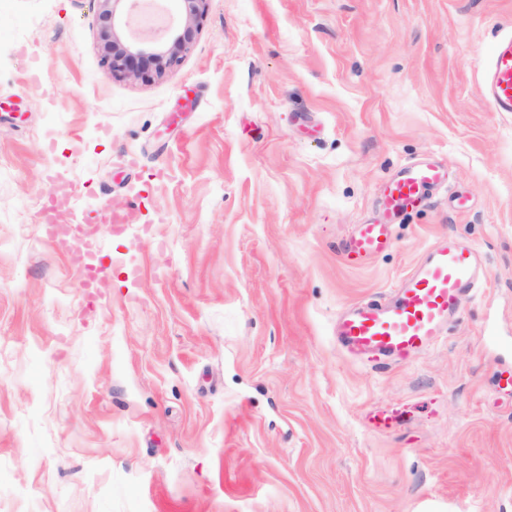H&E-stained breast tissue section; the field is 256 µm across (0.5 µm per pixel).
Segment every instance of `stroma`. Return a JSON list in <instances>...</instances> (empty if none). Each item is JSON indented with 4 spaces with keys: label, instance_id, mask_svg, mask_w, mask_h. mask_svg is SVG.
<instances>
[{
    "label": "stroma",
    "instance_id": "35a3bbf8",
    "mask_svg": "<svg viewBox=\"0 0 512 512\" xmlns=\"http://www.w3.org/2000/svg\"><path fill=\"white\" fill-rule=\"evenodd\" d=\"M97 14L0 0V98L26 102L0 112V512H512V113L484 91L512 0H208L148 84L102 65ZM419 158L447 192L348 263ZM51 170L81 217L140 197L99 230L92 308L41 230ZM451 234L485 281L445 335L345 355L337 313Z\"/></svg>",
    "mask_w": 512,
    "mask_h": 512
}]
</instances>
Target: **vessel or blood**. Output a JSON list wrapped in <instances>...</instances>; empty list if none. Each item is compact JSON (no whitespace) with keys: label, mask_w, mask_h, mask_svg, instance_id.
Segmentation results:
<instances>
[{"label":"vessel or blood","mask_w":512,"mask_h":512,"mask_svg":"<svg viewBox=\"0 0 512 512\" xmlns=\"http://www.w3.org/2000/svg\"><path fill=\"white\" fill-rule=\"evenodd\" d=\"M486 100L493 111L512 112V35L498 43L486 72ZM448 185V172L432 159L411 162L389 179L381 200L385 220L356 225L344 249L367 261L394 242L395 220L429 203ZM478 282L477 254L456 238L435 243L395 290L392 300L360 302L339 312L337 343L350 356L384 367L412 359L439 339Z\"/></svg>","instance_id":"1"}]
</instances>
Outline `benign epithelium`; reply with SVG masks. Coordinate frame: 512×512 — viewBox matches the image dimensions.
Here are the masks:
<instances>
[{
    "label": "benign epithelium",
    "instance_id": "benign-epithelium-1",
    "mask_svg": "<svg viewBox=\"0 0 512 512\" xmlns=\"http://www.w3.org/2000/svg\"><path fill=\"white\" fill-rule=\"evenodd\" d=\"M96 2L102 64L117 78L150 83L180 65L194 44L208 0H182L183 19L159 35L132 29L134 9L142 0Z\"/></svg>",
    "mask_w": 512,
    "mask_h": 512
}]
</instances>
